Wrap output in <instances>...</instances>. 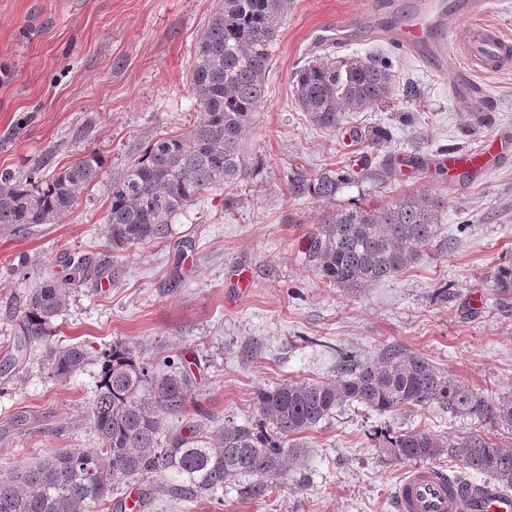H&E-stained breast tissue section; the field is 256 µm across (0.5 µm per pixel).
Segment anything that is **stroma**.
<instances>
[{
  "mask_svg": "<svg viewBox=\"0 0 512 512\" xmlns=\"http://www.w3.org/2000/svg\"><path fill=\"white\" fill-rule=\"evenodd\" d=\"M216 8L217 0H0V172L38 165L50 177L82 153L102 160L72 212L0 234V353L19 333L15 311L28 289L69 279L66 256L120 270L114 280L73 285L47 341L0 373L2 474L96 444L88 407L98 366L57 381L50 345L80 343L95 356L122 341L149 362L180 355L194 376L189 414L205 413L217 427L256 419L259 390L334 378L340 349L375 361L395 345L512 402V293H499L490 277L512 261V70L479 77L489 98L479 116L450 95L451 75H433L364 32L336 56L383 54L400 92L347 114L340 129L318 128L294 97L295 73L309 60L302 39L312 26L359 15L362 0H291L266 103L247 132L252 178L205 192L174 219L173 238L112 251L110 190L152 139L188 136L199 108L189 70ZM356 128L389 139L374 149L352 141ZM446 147L505 153L467 177L426 170L343 189L340 207L425 190L444 208L416 265L358 292L325 284L299 247L328 206L289 197V177L364 163L376 171L386 156L426 158ZM473 427L435 406L379 414L346 405L304 435V458L268 496L244 494L242 478L225 485L223 499L160 493L140 512H395L410 466L389 461L376 432L454 438Z\"/></svg>",
  "mask_w": 512,
  "mask_h": 512,
  "instance_id": "stroma-1",
  "label": "stroma"
}]
</instances>
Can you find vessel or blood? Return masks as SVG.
I'll return each instance as SVG.
<instances>
[{
  "instance_id": "obj_1",
  "label": "vessel or blood",
  "mask_w": 512,
  "mask_h": 512,
  "mask_svg": "<svg viewBox=\"0 0 512 512\" xmlns=\"http://www.w3.org/2000/svg\"><path fill=\"white\" fill-rule=\"evenodd\" d=\"M492 0H365L362 17H370V33L400 53L414 56L439 74L449 59L459 65L450 84L452 95L469 100L482 112L488 100L478 76L512 69V34L483 22ZM362 17H345L312 27L304 36L305 51L348 46ZM396 512H512V495L490 483L464 493L458 482L433 466L414 467L397 485Z\"/></svg>"
}]
</instances>
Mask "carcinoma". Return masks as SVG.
Segmentation results:
<instances>
[{
    "label": "carcinoma",
    "mask_w": 512,
    "mask_h": 512,
    "mask_svg": "<svg viewBox=\"0 0 512 512\" xmlns=\"http://www.w3.org/2000/svg\"><path fill=\"white\" fill-rule=\"evenodd\" d=\"M291 0H218L199 40L190 85L199 102L186 138L163 136L147 144L139 161L112 185L104 216L109 244L123 250L173 236V219L206 191L233 187L250 178L244 140L265 101V77L281 18ZM396 94L394 75L379 55L320 56L295 74V100L310 121L335 130L347 112H362ZM101 159L80 154L50 179L41 167L22 177L0 174V232L27 224H50L71 212L97 180ZM359 182L349 169L325 168L288 180V195L333 202ZM444 208L429 193L408 194L383 204H356L326 213L307 236L305 257L323 282L348 292L391 278L416 264L421 247L435 240ZM107 270L89 258L74 269L78 280H98ZM494 287L512 291V263L497 267ZM69 284L45 281L19 306L27 344L50 335L65 307ZM91 361L82 345L53 347L48 366L61 382ZM99 370L89 419L94 448H65L0 475V512H89L112 495L113 485L147 483L171 475L166 490L190 501L221 498L224 484L251 477L255 497L272 492L305 454L298 441L344 405L380 414L437 406L479 424L512 426V405L480 395L425 358L400 348L382 362H362L342 352L333 379L288 383L256 395L259 419L231 420L211 429L187 414L192 378L168 358L151 366L117 342L96 359ZM179 425L163 431V419ZM378 447L396 463L457 460L470 474L512 491V443L475 429L455 439L424 431L382 432Z\"/></svg>",
    "instance_id": "cac0c4a2"
}]
</instances>
